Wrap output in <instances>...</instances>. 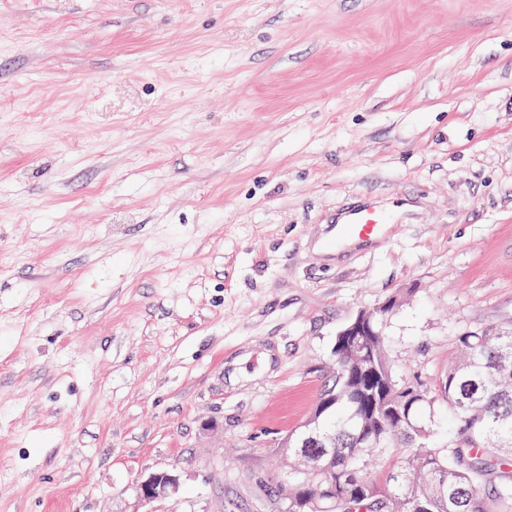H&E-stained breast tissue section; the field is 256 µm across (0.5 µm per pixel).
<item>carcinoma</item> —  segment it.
Listing matches in <instances>:
<instances>
[{
	"label": "carcinoma",
	"instance_id": "carcinoma-1",
	"mask_svg": "<svg viewBox=\"0 0 512 512\" xmlns=\"http://www.w3.org/2000/svg\"><path fill=\"white\" fill-rule=\"evenodd\" d=\"M374 332L336 337V384L288 437L300 468L285 512H512V331L459 336L430 385L398 379Z\"/></svg>",
	"mask_w": 512,
	"mask_h": 512
}]
</instances>
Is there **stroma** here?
Segmentation results:
<instances>
[{"label": "stroma", "mask_w": 512, "mask_h": 512, "mask_svg": "<svg viewBox=\"0 0 512 512\" xmlns=\"http://www.w3.org/2000/svg\"><path fill=\"white\" fill-rule=\"evenodd\" d=\"M395 294L403 380L512 328V0H0V512H283ZM339 236L349 241H361L381 233L385 214L372 202L355 205L341 214ZM178 488L179 478L173 471L150 473L137 484L138 494L145 502L175 493Z\"/></svg>", "instance_id": "35a3bbf8"}]
</instances>
